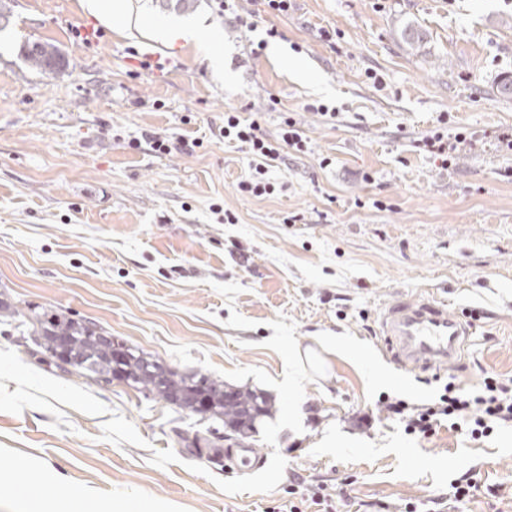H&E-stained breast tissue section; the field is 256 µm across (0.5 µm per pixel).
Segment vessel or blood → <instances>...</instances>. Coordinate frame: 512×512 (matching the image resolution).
I'll return each instance as SVG.
<instances>
[{"label":"vessel or blood","mask_w":512,"mask_h":512,"mask_svg":"<svg viewBox=\"0 0 512 512\" xmlns=\"http://www.w3.org/2000/svg\"><path fill=\"white\" fill-rule=\"evenodd\" d=\"M385 353L397 369L425 370L462 357L472 325L429 297L399 299L380 315Z\"/></svg>","instance_id":"vessel-or-blood-1"}]
</instances>
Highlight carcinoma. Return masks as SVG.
Returning <instances> with one entry per match:
<instances>
[{
    "label": "carcinoma",
    "instance_id": "cac0c4a2",
    "mask_svg": "<svg viewBox=\"0 0 512 512\" xmlns=\"http://www.w3.org/2000/svg\"><path fill=\"white\" fill-rule=\"evenodd\" d=\"M22 52L25 62L32 70L56 72L66 67L61 51L50 43H27L23 45ZM26 316L29 317L41 345L52 336L70 337V352L78 360L74 369L82 377L99 379L112 374L115 379L125 382L136 391L157 402L170 405L173 404V395L179 392L184 398L177 404V408L187 412L193 411L194 396H203L210 401L212 415L224 421V427L236 434L242 433V421L245 417L269 415L271 403L261 393L252 390L229 392L224 389V382L204 374L177 378L172 373L166 383L158 385L146 368V357L135 350L130 352L127 361L119 367H112L109 352L95 339L96 332L81 322L46 312L39 313L33 309L27 313L15 306H0V318L21 322Z\"/></svg>",
    "mask_w": 512,
    "mask_h": 512
}]
</instances>
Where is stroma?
Returning <instances> with one entry per match:
<instances>
[{
    "label": "stroma",
    "mask_w": 512,
    "mask_h": 512,
    "mask_svg": "<svg viewBox=\"0 0 512 512\" xmlns=\"http://www.w3.org/2000/svg\"><path fill=\"white\" fill-rule=\"evenodd\" d=\"M4 2L0 301L104 329L272 408L252 438L223 443L263 466L219 465L181 436L222 421L62 372L2 321L0 512L29 491L39 512H271L318 484L340 512H512V428L419 439L380 402L512 381V151L498 140L512 98L497 92L512 78V0H292L284 15L251 0L226 15L213 0L187 12L129 0L127 29L91 0ZM161 24L195 35L170 44ZM408 24L420 48L401 39ZM269 28L283 56L251 54ZM28 41L54 44L69 69H29ZM228 108L270 137L285 112L304 128L308 152L269 171L274 194L239 191L249 159L221 132ZM441 125L474 137L448 166L417 146ZM154 134L169 153L146 143ZM418 296L467 316L472 334L460 361L401 377L380 315ZM336 340L351 351L289 367L291 352ZM466 474L480 489L453 501Z\"/></svg>",
    "instance_id": "35a3bbf8"
}]
</instances>
